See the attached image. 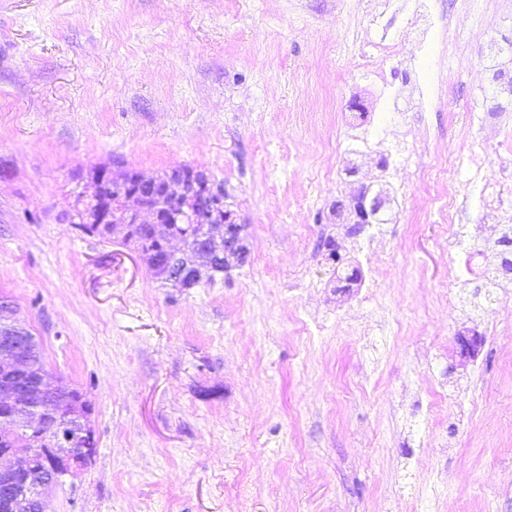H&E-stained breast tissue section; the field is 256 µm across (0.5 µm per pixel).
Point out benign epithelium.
I'll return each mask as SVG.
<instances>
[{
    "instance_id": "benign-epithelium-1",
    "label": "benign epithelium",
    "mask_w": 512,
    "mask_h": 512,
    "mask_svg": "<svg viewBox=\"0 0 512 512\" xmlns=\"http://www.w3.org/2000/svg\"><path fill=\"white\" fill-rule=\"evenodd\" d=\"M139 188L128 191L117 181L113 185L103 183L102 179H93L94 192L92 199L102 203L107 202L106 208H112V197L121 201L120 209L108 221L109 233L126 229L128 224H147L157 226L161 211L178 205L188 195L187 183L183 180L182 171H173L165 177L146 179L138 177ZM387 196L384 192H371L367 187L361 188L351 199L350 214L356 224H372L375 216L385 207ZM236 223V216L231 211L224 212L222 217H209L206 221V231L199 242V251L207 256L218 253L226 255L235 252L236 242L230 240L225 233V225ZM176 240L167 243L165 253L161 256L145 255L146 260L157 273H162L171 279L180 280L182 271L173 262L184 257L183 250L174 247ZM5 339L0 341V369L4 377L0 380V405H7L14 395L23 390L37 401L45 404L53 403L68 396L69 390L49 381L47 371H35L31 368L26 357L25 340L19 338V332L6 328L0 331ZM21 448H0V512H10L13 500L9 490L19 479H24L27 495L36 508V512H47L46 494L49 484L57 481L56 475L31 476L21 469Z\"/></svg>"
}]
</instances>
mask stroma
Listing matches in <instances>:
<instances>
[{"instance_id": "obj_1", "label": "stroma", "mask_w": 512, "mask_h": 512, "mask_svg": "<svg viewBox=\"0 0 512 512\" xmlns=\"http://www.w3.org/2000/svg\"><path fill=\"white\" fill-rule=\"evenodd\" d=\"M373 2L0 0V297L97 442L49 512H512V271L446 246L469 225L482 265L512 226L467 164L512 180V0L483 23L444 0L463 43L419 121L359 68ZM348 119L376 146L338 153ZM437 154L460 162L451 223ZM184 165L245 226L211 282L166 285L68 220L96 169ZM363 185L392 193L370 244L335 209Z\"/></svg>"}]
</instances>
